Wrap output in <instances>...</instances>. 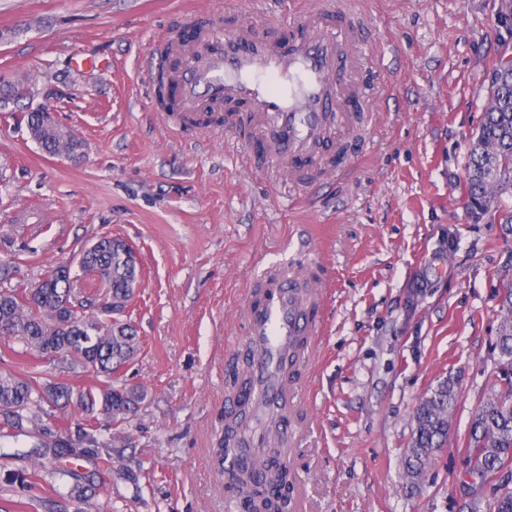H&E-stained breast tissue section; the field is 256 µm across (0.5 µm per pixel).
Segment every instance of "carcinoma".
I'll return each mask as SVG.
<instances>
[{"label":"carcinoma","mask_w":512,"mask_h":512,"mask_svg":"<svg viewBox=\"0 0 512 512\" xmlns=\"http://www.w3.org/2000/svg\"><path fill=\"white\" fill-rule=\"evenodd\" d=\"M42 113L24 112L20 122L34 132L42 150L68 155L78 139L62 128L45 127ZM467 208L483 203L492 193L512 191V75L493 91L468 156ZM133 248L125 241L103 237L83 253L82 273H98L105 288L95 296L76 291L75 282L58 276L56 265L35 284L19 280L13 288L0 289V338L15 339L48 359L70 358L83 368L107 377L130 362L139 349V337L118 317L133 299L139 280ZM501 320L496 338L498 363L512 366V286L498 293ZM496 385L475 412L466 451L465 474L485 478L489 497L467 495L459 512H512V483L502 473H512V371H494ZM457 382L450 377L424 396L413 413L414 429L406 459V478L419 482L434 452L448 436L457 407ZM147 396L142 388L112 386L96 391L67 383L43 384L32 376L0 373V414L13 428L40 420L44 406L76 407L89 418L103 415L124 420ZM247 409L224 425V437L212 449L216 464L227 474V488L241 500L246 512H284L289 498L288 468L282 449L269 446L262 467L241 457L237 467L224 468L227 442H237Z\"/></svg>","instance_id":"cac0c4a2"}]
</instances>
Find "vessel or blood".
I'll use <instances>...</instances> for the list:
<instances>
[{
	"mask_svg": "<svg viewBox=\"0 0 512 512\" xmlns=\"http://www.w3.org/2000/svg\"><path fill=\"white\" fill-rule=\"evenodd\" d=\"M322 16L317 24L286 21L266 31L251 23L228 35L210 31L203 56L172 48L180 59L174 80L181 112L224 102L227 125L250 129V164H276L294 179L322 164L317 146L336 133L327 115L365 107L371 66L356 49L358 31L342 13L327 9ZM310 279L309 272L293 276L283 266L250 294L245 329L257 351L250 388L257 414L266 419L287 414L294 397L291 378L277 366L278 353L308 343L321 322L319 289L303 294L295 287Z\"/></svg>",
	"mask_w": 512,
	"mask_h": 512,
	"instance_id": "b4317fda",
	"label": "vessel or blood"
}]
</instances>
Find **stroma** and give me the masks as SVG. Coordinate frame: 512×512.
<instances>
[{"instance_id": "stroma-1", "label": "stroma", "mask_w": 512, "mask_h": 512, "mask_svg": "<svg viewBox=\"0 0 512 512\" xmlns=\"http://www.w3.org/2000/svg\"><path fill=\"white\" fill-rule=\"evenodd\" d=\"M291 0H0V84L30 73L53 89L56 121L83 145L52 157L17 122L29 99L0 102V258L38 282L109 236L141 262L123 318L141 346L108 378L0 339V371L99 388H144L129 419L98 417L111 460L54 454L78 418L0 439V512H240L212 450L234 375L251 351L243 294L271 263L321 267L324 321L297 367L284 460L288 512H459L472 417L494 380L498 292L512 283L497 213L464 195L488 76L512 56L503 0H341L365 18L362 51L384 91L370 97L349 175L305 184L244 158L236 129L158 111L140 79L159 37L191 25L230 31ZM103 63L87 66V59ZM448 438L415 488L406 451L418 402L448 378ZM74 469L58 488L55 470Z\"/></svg>"}]
</instances>
